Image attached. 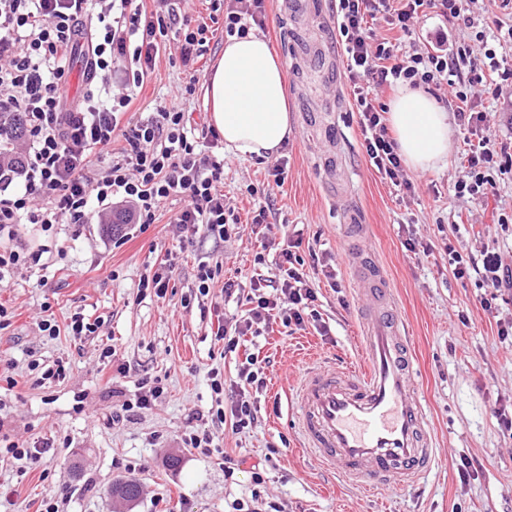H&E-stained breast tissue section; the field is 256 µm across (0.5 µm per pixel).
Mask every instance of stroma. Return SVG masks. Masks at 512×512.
Instances as JSON below:
<instances>
[{
  "instance_id": "1",
  "label": "stroma",
  "mask_w": 512,
  "mask_h": 512,
  "mask_svg": "<svg viewBox=\"0 0 512 512\" xmlns=\"http://www.w3.org/2000/svg\"><path fill=\"white\" fill-rule=\"evenodd\" d=\"M335 10V0H267L265 38L284 64L290 126L288 177L268 199L274 224L252 223L257 199L249 192L267 182L272 159L234 155L224 168V194L238 223L225 243L197 235L178 248L169 224L174 203L158 212L155 224H125L116 235L97 223L18 226L10 245L31 258L0 285V305L11 315L10 326L0 330V352L14 360L18 381L14 387L0 381V437L53 444L35 469L0 458V484L16 490L21 512H36L49 498L59 501L61 512H229L233 501L250 499V466L263 458L269 461L265 491L281 512H512V433L501 424L502 417L512 418V338L498 334L500 324L512 322V294L484 310L478 280L455 278L446 251L488 247L512 265V229L498 223L499 214H512V180L499 181L481 202L455 197L468 150L459 133L444 165L410 171L415 194L381 179L361 147ZM169 57L161 50L133 113L145 118L175 106L209 122L210 63H200L196 91L185 98L179 91L190 74ZM472 103L491 112L497 143L512 147V85L500 99L482 92ZM299 235L335 254L336 282L315 277L321 322L291 332L276 319L254 339V351L273 362L266 391L254 397L260 422L239 435L210 427L215 446L243 461L228 478L216 457L181 441L192 416L215 403L210 370L232 378L241 360L225 353L213 330L218 319H232L244 306L198 305L197 267L223 264L211 296L218 298L230 279L246 292L252 277L277 274L272 263L255 261L261 237L281 244ZM409 238L432 242V251L413 254L405 247ZM361 246L376 256L408 328L439 457L428 477L378 493L314 462L300 446L289 399L308 369L360 364L363 301L345 254ZM164 258L172 270L166 293H141L140 278ZM46 304L60 327L53 338L37 327ZM77 312L98 322L95 335H70L67 325ZM107 347L113 355L105 359ZM59 360L69 365L65 377L27 380L30 362L49 367ZM145 374L162 380L164 395L113 421V405L135 399L136 381ZM170 456L180 457L178 468L167 466ZM464 462L466 479L458 474ZM126 478L141 486L131 507L109 495L113 481ZM158 492L164 496L159 505L152 499Z\"/></svg>"
}]
</instances>
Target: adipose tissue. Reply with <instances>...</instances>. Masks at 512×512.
<instances>
[{
  "label": "adipose tissue",
  "instance_id": "obj_1",
  "mask_svg": "<svg viewBox=\"0 0 512 512\" xmlns=\"http://www.w3.org/2000/svg\"><path fill=\"white\" fill-rule=\"evenodd\" d=\"M210 120L236 155L268 158L288 139L283 63L258 36L229 39L207 81ZM399 153L416 171L438 168L454 144L450 115L427 94L400 88L390 106Z\"/></svg>",
  "mask_w": 512,
  "mask_h": 512
}]
</instances>
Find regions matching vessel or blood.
Masks as SVG:
<instances>
[{
  "instance_id": "vessel-or-blood-1",
  "label": "vessel or blood",
  "mask_w": 512,
  "mask_h": 512,
  "mask_svg": "<svg viewBox=\"0 0 512 512\" xmlns=\"http://www.w3.org/2000/svg\"><path fill=\"white\" fill-rule=\"evenodd\" d=\"M362 290L378 307L358 339L362 365L308 372L296 391L298 426L317 463L368 489L400 490L433 469L437 450L393 292L378 275Z\"/></svg>"
}]
</instances>
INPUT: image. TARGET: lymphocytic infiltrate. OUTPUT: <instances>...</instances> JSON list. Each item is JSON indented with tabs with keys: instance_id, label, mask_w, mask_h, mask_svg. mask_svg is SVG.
I'll return each instance as SVG.
<instances>
[{
	"instance_id": "lymphocytic-infiltrate-1",
	"label": "lymphocytic infiltrate",
	"mask_w": 512,
	"mask_h": 512,
	"mask_svg": "<svg viewBox=\"0 0 512 512\" xmlns=\"http://www.w3.org/2000/svg\"><path fill=\"white\" fill-rule=\"evenodd\" d=\"M0 0V113L24 115V131L15 143L26 154L23 168H8L0 157V236H14L16 224L47 227L87 223L91 206L107 218L113 203L128 205L131 223L148 227L170 202L182 207L170 218L176 236L204 233L228 241L237 218L225 201L223 154L212 126H193L189 113L162 109L154 117L131 122L127 113L136 91L154 72L162 42L177 44L185 69H194L210 51L214 32L182 14L176 0ZM470 0H336V42L345 59V77L358 114L361 146L370 165L393 186L414 193L386 123V90L407 85L437 93L450 78L466 77L456 91L457 117L471 140L456 197L483 201L496 175H512V155L498 152L489 133L486 112L469 104L471 87L512 80V61L498 57L489 41L512 43V20L492 18L471 45L450 42L439 30L416 46L411 38L429 13L445 22L471 24ZM224 13L225 37L243 38L265 31L266 0H210ZM88 42L87 89L69 101L68 55L79 37ZM107 156L103 167L95 157ZM301 240L290 241L273 257L277 280H252L248 310L234 324L218 326L216 336L226 352L239 349L244 337H258L262 326L279 319L284 327L302 328L317 317L318 291L304 267H319L327 279L335 269L328 256L304 259ZM456 278L478 271L483 287L512 288V268L498 252L479 256L449 250ZM267 359L246 355L235 380L211 369V389L229 395V407H216L211 417L231 433L255 427L258 409L251 391L267 381Z\"/></svg>"
}]
</instances>
